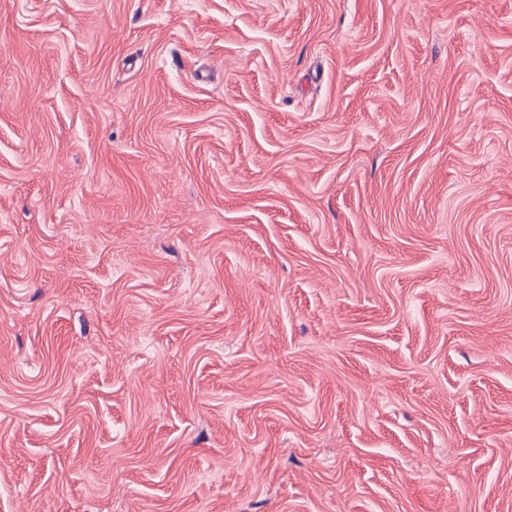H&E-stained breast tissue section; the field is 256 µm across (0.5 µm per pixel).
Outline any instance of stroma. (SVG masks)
I'll return each mask as SVG.
<instances>
[{
    "mask_svg": "<svg viewBox=\"0 0 512 512\" xmlns=\"http://www.w3.org/2000/svg\"><path fill=\"white\" fill-rule=\"evenodd\" d=\"M0 512H512V0H0Z\"/></svg>",
    "mask_w": 512,
    "mask_h": 512,
    "instance_id": "stroma-1",
    "label": "stroma"
}]
</instances>
